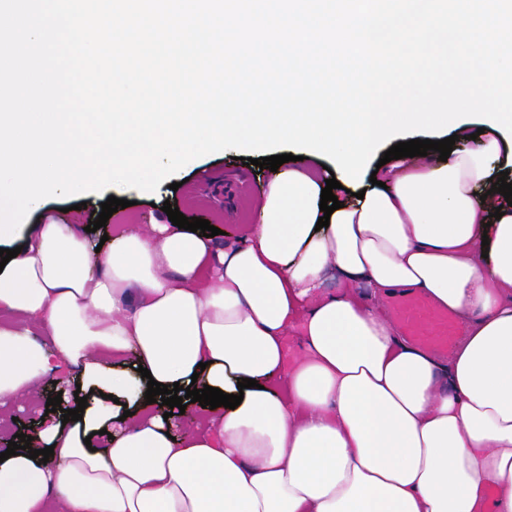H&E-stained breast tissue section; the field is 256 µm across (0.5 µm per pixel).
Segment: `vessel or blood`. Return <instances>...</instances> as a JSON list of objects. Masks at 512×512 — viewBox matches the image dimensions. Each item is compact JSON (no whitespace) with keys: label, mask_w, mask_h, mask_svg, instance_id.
Wrapping results in <instances>:
<instances>
[{"label":"vessel or blood","mask_w":512,"mask_h":512,"mask_svg":"<svg viewBox=\"0 0 512 512\" xmlns=\"http://www.w3.org/2000/svg\"><path fill=\"white\" fill-rule=\"evenodd\" d=\"M389 306L393 318L409 340L437 354L448 352L459 329L447 312L438 310L428 299L405 290L394 294Z\"/></svg>","instance_id":"1"}]
</instances>
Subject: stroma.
<instances>
[{
    "mask_svg": "<svg viewBox=\"0 0 512 512\" xmlns=\"http://www.w3.org/2000/svg\"><path fill=\"white\" fill-rule=\"evenodd\" d=\"M268 170L238 159L236 150L216 152L194 159L174 176L178 189H170L168 182H161L153 192H142L121 186H112L101 192H89L80 201L84 209H76L79 201L70 196L47 198L43 207L31 217L33 223H44L54 219L67 220L88 225L95 220L103 202L108 197L130 200V207L117 210L109 218V225L134 224L142 228L155 223H168L162 210L163 203L179 208L186 217L208 220L225 234L226 240H234L244 225L253 223L255 207L268 180ZM75 375L71 372L49 375L42 378L36 387V397L14 404L11 421L6 431L0 432V452L6 451L8 443L23 430L42 427L47 398L61 394L62 408L74 405Z\"/></svg>",
    "mask_w": 512,
    "mask_h": 512,
    "instance_id": "1",
    "label": "stroma"
}]
</instances>
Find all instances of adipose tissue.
<instances>
[{
  "label": "adipose tissue",
  "instance_id": "1",
  "mask_svg": "<svg viewBox=\"0 0 512 512\" xmlns=\"http://www.w3.org/2000/svg\"><path fill=\"white\" fill-rule=\"evenodd\" d=\"M509 149L495 130L393 163L323 228L326 182L295 162L224 245L154 224L98 252L25 225L0 270V410L62 361L93 397L34 431L47 463L0 462V512H512V207L478 196ZM402 288L463 325L448 357L387 315ZM129 351L150 378L104 360ZM151 379L244 398L172 439Z\"/></svg>",
  "mask_w": 512,
  "mask_h": 512
}]
</instances>
